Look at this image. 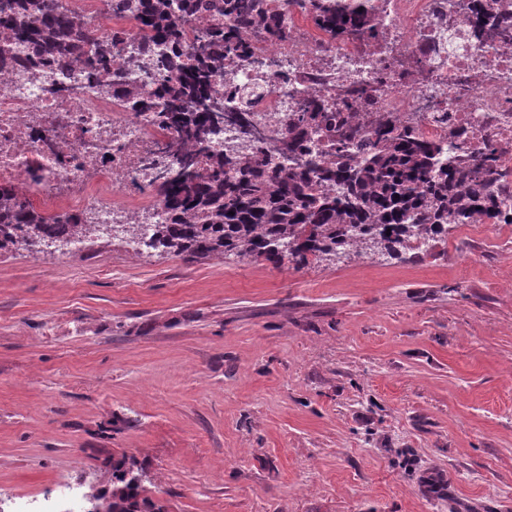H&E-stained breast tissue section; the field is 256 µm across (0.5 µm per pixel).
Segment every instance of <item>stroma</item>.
Segmentation results:
<instances>
[{"label":"stroma","mask_w":512,"mask_h":512,"mask_svg":"<svg viewBox=\"0 0 512 512\" xmlns=\"http://www.w3.org/2000/svg\"><path fill=\"white\" fill-rule=\"evenodd\" d=\"M274 265L121 238L0 255V502L166 512H512V224ZM133 467V463L127 464L125 457H122L112 463L110 491H102L93 486L89 488V498L94 501V508L103 510L97 512H163L161 506L142 496L147 474L141 468L134 472Z\"/></svg>","instance_id":"35a3bbf8"}]
</instances>
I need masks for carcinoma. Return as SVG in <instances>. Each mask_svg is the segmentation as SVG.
Listing matches in <instances>:
<instances>
[{
	"label": "carcinoma",
	"mask_w": 512,
	"mask_h": 512,
	"mask_svg": "<svg viewBox=\"0 0 512 512\" xmlns=\"http://www.w3.org/2000/svg\"><path fill=\"white\" fill-rule=\"evenodd\" d=\"M329 37L374 30L368 9L332 0H293ZM112 14L133 21L141 52L122 56L120 41H98L77 18L62 14L52 0H0V33L31 47L35 64L60 75L79 69L94 77L112 71V96L139 111L155 112L172 137L161 150L165 166L154 182L166 211L144 246L189 259L236 256L281 265L304 264L308 256L338 253L361 257L421 249L446 235L453 224L497 220L502 199L493 187L505 175L488 152L476 162L464 154L454 165L440 160L442 148L390 118L376 123L365 138L317 106L295 112L284 133L273 136L224 111L213 82L224 60L247 56L253 47L244 33L258 23L277 40L288 31L270 15L266 0H109ZM197 15L213 22L185 42L186 24ZM172 52L159 55L156 47ZM151 75V88H126L130 60ZM230 121L258 145V154L228 159L211 151L216 133ZM336 124L335 160L319 165L306 158L309 131ZM278 141L292 166L271 162L269 144ZM342 186L333 194L326 185ZM77 235L84 242L102 237L96 224H80L69 213L45 215L0 187V252L34 251L37 239ZM121 458L112 463V489L89 488L103 512H163L142 495L147 474Z\"/></svg>",
	"instance_id": "carcinoma-1"
}]
</instances>
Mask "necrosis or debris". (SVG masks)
Masks as SVG:
<instances>
[{"mask_svg":"<svg viewBox=\"0 0 512 512\" xmlns=\"http://www.w3.org/2000/svg\"><path fill=\"white\" fill-rule=\"evenodd\" d=\"M287 40L253 30L250 57L227 63L213 89L252 113L267 130L285 127L310 102L334 111L348 101L371 128L388 116L448 154L493 150L512 176V0H369L370 33L330 38L293 0H270ZM79 14L94 35L123 32L126 49L140 36L109 14L106 0H55ZM479 12L487 22L474 28ZM29 46L0 37V186L19 189L48 213L64 210L95 224H153L163 204L128 200L130 186L152 180L145 160L169 130L155 114L113 98L106 77L87 81L33 68Z\"/></svg>","mask_w":512,"mask_h":512,"instance_id":"necrosis-or-debris-1","label":"necrosis or debris"}]
</instances>
